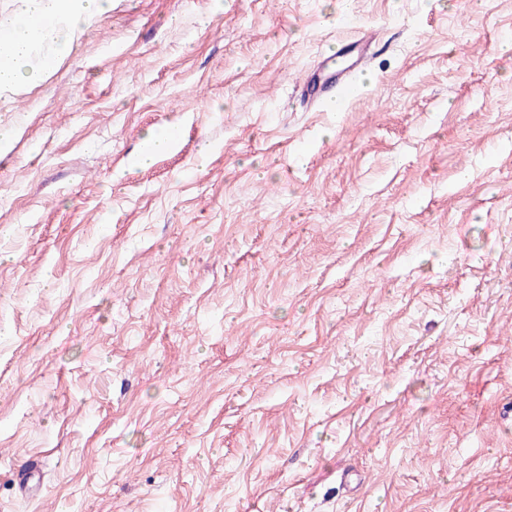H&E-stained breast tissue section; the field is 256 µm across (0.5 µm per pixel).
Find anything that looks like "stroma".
<instances>
[{"label":"stroma","instance_id":"35a3bbf8","mask_svg":"<svg viewBox=\"0 0 512 512\" xmlns=\"http://www.w3.org/2000/svg\"><path fill=\"white\" fill-rule=\"evenodd\" d=\"M506 42L512 0H112L0 95V512H512ZM377 35L378 29L371 24L355 27L350 35V44L357 49L354 60L348 66L324 68L317 74L315 69L307 71L298 83L300 94L305 95L310 91L318 95L328 87H335L336 105L343 104L345 97L353 91L356 77L369 68V50Z\"/></svg>","mask_w":512,"mask_h":512}]
</instances>
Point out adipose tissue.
Wrapping results in <instances>:
<instances>
[{
	"mask_svg": "<svg viewBox=\"0 0 512 512\" xmlns=\"http://www.w3.org/2000/svg\"><path fill=\"white\" fill-rule=\"evenodd\" d=\"M112 0H22L16 14H0V33L7 41L0 45V94H17L26 76H43L44 68L35 63V48L51 40L57 54L68 51L74 38L84 29L100 21L110 9ZM32 17L52 19L53 24L42 31L33 30Z\"/></svg>",
	"mask_w": 512,
	"mask_h": 512,
	"instance_id": "obj_1",
	"label": "adipose tissue"
}]
</instances>
